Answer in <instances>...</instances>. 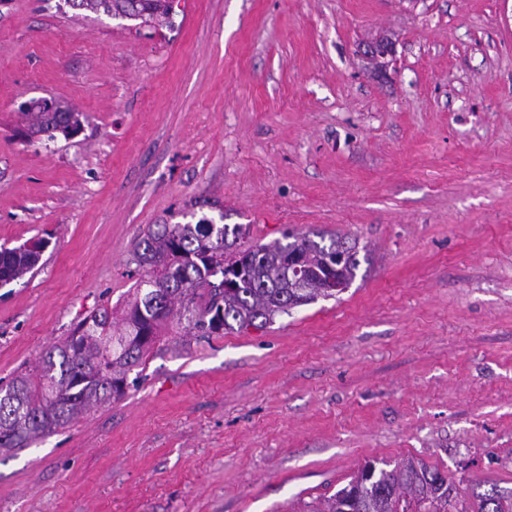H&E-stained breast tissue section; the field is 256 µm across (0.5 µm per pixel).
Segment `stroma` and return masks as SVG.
<instances>
[{
  "instance_id": "stroma-1",
  "label": "stroma",
  "mask_w": 512,
  "mask_h": 512,
  "mask_svg": "<svg viewBox=\"0 0 512 512\" xmlns=\"http://www.w3.org/2000/svg\"><path fill=\"white\" fill-rule=\"evenodd\" d=\"M168 23L0 0V381L188 212L357 237L356 277L261 328L170 318L136 384L0 453V512H308L368 461L512 492V0H173ZM385 40L388 66L365 54ZM82 112L28 143L22 103ZM36 241L33 245L30 242ZM47 242L31 240L15 248L0 247V286L17 281L31 273L39 264Z\"/></svg>"
}]
</instances>
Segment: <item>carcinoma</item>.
Here are the masks:
<instances>
[{"label":"carcinoma","instance_id":"1","mask_svg":"<svg viewBox=\"0 0 512 512\" xmlns=\"http://www.w3.org/2000/svg\"><path fill=\"white\" fill-rule=\"evenodd\" d=\"M78 9L128 19L167 18L172 0H70ZM25 137L70 135L81 113L45 100L25 109ZM240 224L202 219L194 224H150L134 244L137 265L148 270L125 311L124 327L112 332L106 309L83 319L60 345L44 354L39 381L17 375L0 388V449L24 448L61 427L92 403L124 393L127 375L142 365L160 329L179 307L185 331L211 336L235 328L263 327L276 315L340 293L328 287L325 269L350 284L358 269L356 245L339 236L319 240L286 235L290 242L246 246ZM46 241L0 247V286L39 264ZM311 512H512V496L492 490L461 503L448 475L436 466L403 460L392 469L362 467L348 484Z\"/></svg>","mask_w":512,"mask_h":512}]
</instances>
